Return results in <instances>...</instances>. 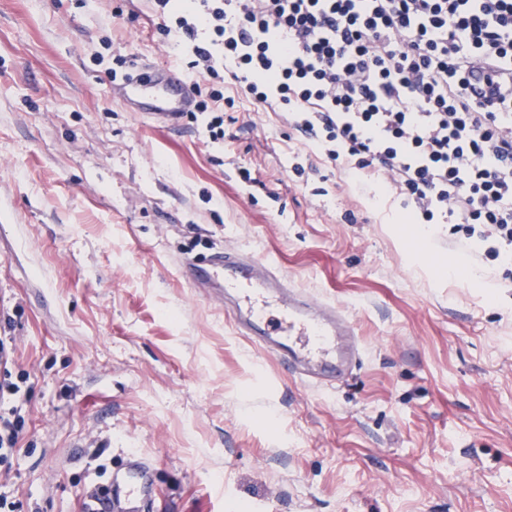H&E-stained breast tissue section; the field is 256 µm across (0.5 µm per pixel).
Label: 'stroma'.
<instances>
[{"mask_svg": "<svg viewBox=\"0 0 512 512\" xmlns=\"http://www.w3.org/2000/svg\"><path fill=\"white\" fill-rule=\"evenodd\" d=\"M149 0H0V322L28 375L0 495L79 512L97 468L154 467L152 512H512V281L422 249L402 196L338 169L275 108L224 138L139 121L112 58L179 62ZM342 305L353 378L310 390L179 274L212 247Z\"/></svg>", "mask_w": 512, "mask_h": 512, "instance_id": "35a3bbf8", "label": "stroma"}]
</instances>
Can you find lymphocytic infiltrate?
Instances as JSON below:
<instances>
[{
  "mask_svg": "<svg viewBox=\"0 0 512 512\" xmlns=\"http://www.w3.org/2000/svg\"><path fill=\"white\" fill-rule=\"evenodd\" d=\"M224 137V86L457 244L512 259V0H151ZM485 65L495 97L468 92Z\"/></svg>",
  "mask_w": 512,
  "mask_h": 512,
  "instance_id": "lymphocytic-infiltrate-1",
  "label": "lymphocytic infiltrate"
}]
</instances>
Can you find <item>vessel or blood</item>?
Returning a JSON list of instances; mask_svg holds the SVG:
<instances>
[{
	"label": "vessel or blood",
	"mask_w": 512,
	"mask_h": 512,
	"mask_svg": "<svg viewBox=\"0 0 512 512\" xmlns=\"http://www.w3.org/2000/svg\"><path fill=\"white\" fill-rule=\"evenodd\" d=\"M113 88L128 111L169 129L182 124L194 99L184 71L152 60L115 79ZM180 273L231 309L242 335L289 358L291 370L316 367L311 377L316 388L349 376L364 351L356 330L336 306L298 289L275 263L248 250L219 248L184 257ZM151 471L148 461L129 455L125 464L113 468L106 493L86 496L84 512H149L154 503Z\"/></svg>",
	"instance_id": "b4317fda"
}]
</instances>
